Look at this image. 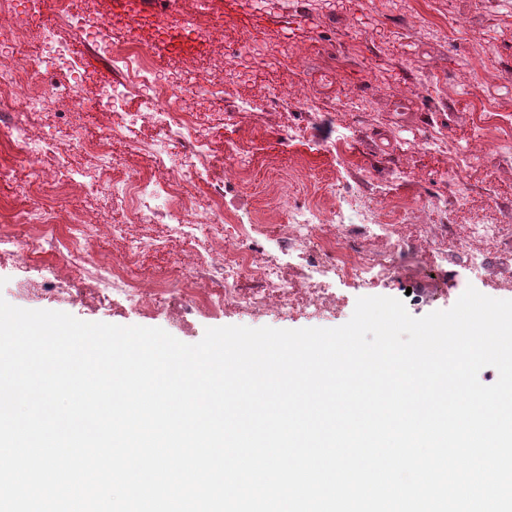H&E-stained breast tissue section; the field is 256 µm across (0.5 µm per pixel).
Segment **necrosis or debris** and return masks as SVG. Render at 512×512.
<instances>
[{
  "label": "necrosis or debris",
  "mask_w": 512,
  "mask_h": 512,
  "mask_svg": "<svg viewBox=\"0 0 512 512\" xmlns=\"http://www.w3.org/2000/svg\"><path fill=\"white\" fill-rule=\"evenodd\" d=\"M50 7L57 23L38 26L37 50H30L27 40H19L12 67L0 70V90L17 104L10 115L15 132L9 146L12 162L0 165V175L14 176L21 183L22 196L37 202L33 211H17L11 203L0 202V262L10 263L17 271V286L26 295L71 294L78 300L90 295L104 305L116 297L133 298L146 314L166 305L176 321L191 312L217 314L231 304L250 316L275 309L328 311L339 305L328 281L371 289L392 275L395 251L417 257L426 254L438 261L449 249L467 242L476 245L466 255L476 270L483 267L485 251L504 254L495 282L512 286V228L508 225L474 212L454 233L442 222L445 200L414 206L390 199L386 188L367 190L346 176L333 196L314 195L287 205V223H239L236 211L226 205L224 191L242 187L249 168L240 160L226 184L208 179L199 166L200 156L209 148L208 134L191 105L202 89L209 98L223 100V81L208 80L206 67L199 63L192 65L185 81H159L151 51L129 35L113 34L111 23L96 12L77 8L76 0H50ZM92 28L106 39L112 66L121 79L102 86L91 102L82 97L78 86H71V112L107 111L135 91L151 106L162 133L141 148L129 133L105 129L89 139L76 123L63 121L56 128L57 136L67 138L76 150L93 153L99 165L79 171L62 164L49 184L40 180L36 168L49 140L29 133L19 116L57 111L61 96L46 75L56 54L72 52ZM471 109L483 122L479 136L455 154L451 169L456 173L498 155L502 142L512 139V119L499 117L478 97L472 99ZM119 140L126 152H144L149 163L117 179L110 172L117 163L112 145ZM85 186L100 194L103 211L61 223L52 202L53 189ZM133 223L161 225L162 234L134 240L127 253H112L107 241L126 235ZM372 238L381 241V250H364V241ZM269 240L276 243V251L265 249ZM171 242L180 245L178 287H168L161 279L141 278L134 269L136 257L164 252ZM285 255L300 260L309 272L307 280L289 277L281 261ZM75 268L83 271L77 284L71 281Z\"/></svg>",
  "instance_id": "obj_1"
}]
</instances>
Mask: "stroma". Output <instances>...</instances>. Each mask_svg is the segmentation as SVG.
Listing matches in <instances>:
<instances>
[{
    "mask_svg": "<svg viewBox=\"0 0 512 512\" xmlns=\"http://www.w3.org/2000/svg\"><path fill=\"white\" fill-rule=\"evenodd\" d=\"M440 9L461 21V36L425 35V19L410 12L404 0H337L329 7L322 0H163L173 14L172 26L141 20L132 35L155 51L160 74L185 71L190 61H207L212 75L224 82L223 104L198 99L212 151L206 161L211 178L224 177L218 161L237 154L249 162L253 177L244 196L230 202L252 223L256 210L274 208L275 195L302 201L314 190H327L336 180L339 161L320 151L334 136L337 125L349 124L356 137L349 155L372 181L386 184L392 198L427 203L435 197L452 198L455 183H464L474 208L501 224L512 225V198L489 195L490 184H512V158L498 157L453 176L448 172L451 153L466 147L473 136V117L466 110L471 86L465 78L471 66L487 70L479 92L490 104L512 109V10L500 0H438ZM218 20L221 38L202 42L183 36L184 22ZM55 81L79 85L93 96L100 84L115 74L107 53L95 35L82 38L78 53L58 54ZM440 79L446 94L433 100L421 93L424 83ZM301 88L324 105L309 110L304 102L282 106L277 125H269L271 103L284 89ZM359 93L367 111H346L344 97ZM252 101L253 111L234 109L237 99ZM264 136H256L258 128ZM439 134L447 143L431 151L428 141ZM500 261L487 257L484 270L463 263L462 254L450 252L447 261L433 268L406 253L394 256L395 274L380 285V296L400 297V284L414 280L420 299L408 306L416 318L451 308L467 287L497 299H512V288L491 290L489 280ZM16 273L0 264V297L25 309L61 311L86 322L122 326L159 327L178 340L198 343L207 328L242 325L252 328H333L349 321L360 289L340 281L332 286L341 298L336 312H272L251 318L234 307L223 313L194 315L187 322L173 321L165 309L145 315L126 299L101 305L91 299L67 304L56 298L32 299L15 286Z\"/></svg>",
    "mask_w": 512,
    "mask_h": 512,
    "instance_id": "1",
    "label": "stroma"
}]
</instances>
